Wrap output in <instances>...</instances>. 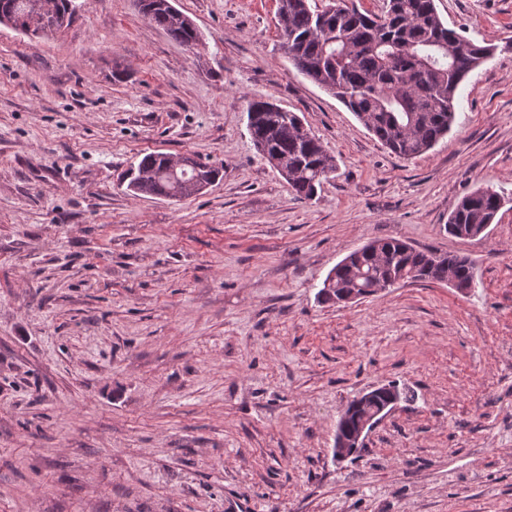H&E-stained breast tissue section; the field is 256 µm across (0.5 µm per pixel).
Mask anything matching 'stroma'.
Returning a JSON list of instances; mask_svg holds the SVG:
<instances>
[{"instance_id":"35a3bbf8","label":"stroma","mask_w":512,"mask_h":512,"mask_svg":"<svg viewBox=\"0 0 512 512\" xmlns=\"http://www.w3.org/2000/svg\"><path fill=\"white\" fill-rule=\"evenodd\" d=\"M0 25V512H512V0H435L496 45L427 153L391 154L279 49L278 0H175L187 48L137 0ZM335 156L313 200L255 149L250 100ZM224 166L184 200L132 197L144 154ZM505 202L448 232L463 195ZM396 238L474 264L339 307L348 254ZM412 399L336 460L350 401ZM501 199L498 192L489 188L476 189L461 197L449 213L448 232L464 238L471 232H478L484 224H493Z\"/></svg>"}]
</instances>
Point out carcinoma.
I'll return each mask as SVG.
<instances>
[{"label":"carcinoma","instance_id":"cac0c4a2","mask_svg":"<svg viewBox=\"0 0 512 512\" xmlns=\"http://www.w3.org/2000/svg\"><path fill=\"white\" fill-rule=\"evenodd\" d=\"M141 12L173 40L192 48L199 42L195 25L172 0H142ZM12 16L13 29L32 37L61 28L60 19L73 20L74 0H54L43 14L34 0H0V14ZM280 50L301 74L336 96L357 119L400 158H414L432 149L456 120L455 94L459 85L493 54L479 43L446 26L434 0H386L379 14L361 12L346 0H330L320 8L312 0H281L278 8ZM249 135L296 197L311 200L317 187L336 171V159L304 128L300 117L264 100L248 103ZM165 153H147L125 175L134 196L170 198L189 189L188 180L212 184L220 169L195 162V176L177 181ZM502 196L477 189L457 200L448 216V232L462 238L494 222ZM389 260L372 254L345 257L332 269L334 287L321 289L325 302H336L341 285L371 296L392 278L396 269L413 273L414 281H433L438 263L450 270L465 289L473 265L457 254L437 255L413 248L395 238L378 241Z\"/></svg>","mask_w":512,"mask_h":512}]
</instances>
